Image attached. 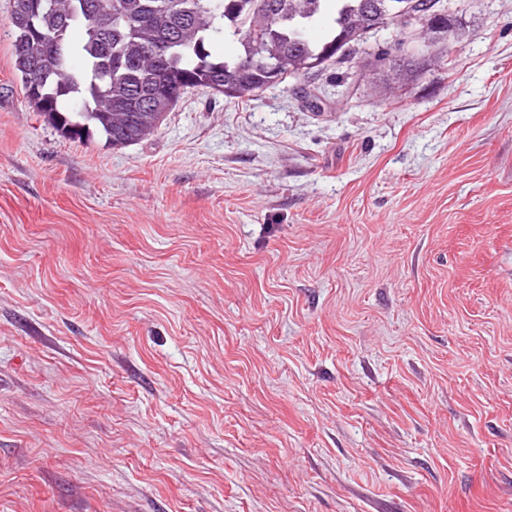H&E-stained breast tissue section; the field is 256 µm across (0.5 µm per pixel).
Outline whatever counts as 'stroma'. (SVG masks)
Masks as SVG:
<instances>
[{
    "instance_id": "35a3bbf8",
    "label": "stroma",
    "mask_w": 512,
    "mask_h": 512,
    "mask_svg": "<svg viewBox=\"0 0 512 512\" xmlns=\"http://www.w3.org/2000/svg\"><path fill=\"white\" fill-rule=\"evenodd\" d=\"M11 8L0 512H512V0L122 149L33 112Z\"/></svg>"
}]
</instances>
